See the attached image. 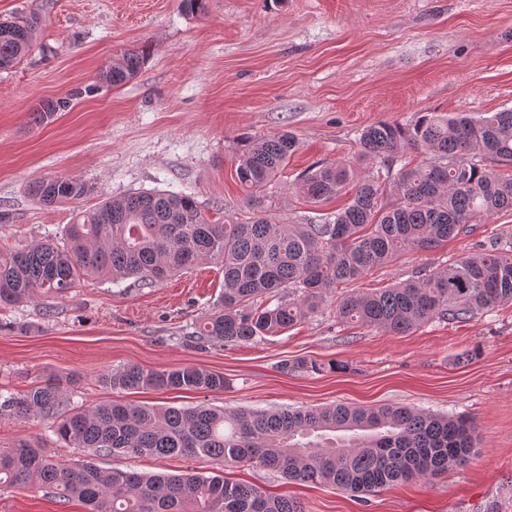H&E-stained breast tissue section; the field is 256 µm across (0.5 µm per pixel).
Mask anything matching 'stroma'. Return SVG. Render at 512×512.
Listing matches in <instances>:
<instances>
[{"label":"stroma","instance_id":"35a3bbf8","mask_svg":"<svg viewBox=\"0 0 512 512\" xmlns=\"http://www.w3.org/2000/svg\"><path fill=\"white\" fill-rule=\"evenodd\" d=\"M42 18L29 56L0 70V246L52 235L107 198L136 190L192 195L225 224L248 219L237 177L242 142L292 132L298 151L266 190L285 224L321 222L340 200L313 204L291 194L316 163H350L392 185L396 168L359 159V135L380 122L405 124L423 112L480 116L512 108V0H207L205 15L182 0H0V20ZM147 48L137 76L78 100L113 53ZM70 99L44 125L42 101ZM66 176L90 191L45 206L29 183ZM512 230V211L430 252H408L351 282L388 287L472 252ZM224 274L200 264L144 286L88 278L62 296L0 306V394L61 380L73 407L105 401L216 408L406 406L475 423V451L463 467L380 489L361 506L331 486L291 482L273 470L182 456L97 457L100 467L148 474L200 472L301 501L305 512H512V305L469 321L434 319L403 335L339 324V290L294 329L242 343L198 342L196 323L218 302ZM325 364L324 372L297 361ZM291 371H282V363ZM136 364L193 365L223 373L214 392L125 391L101 374ZM55 459H88L50 421L19 424L0 413V448L20 438ZM0 512H85L36 488L0 491Z\"/></svg>","mask_w":512,"mask_h":512}]
</instances>
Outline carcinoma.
Here are the masks:
<instances>
[{"instance_id":"1","label":"carcinoma","mask_w":512,"mask_h":512,"mask_svg":"<svg viewBox=\"0 0 512 512\" xmlns=\"http://www.w3.org/2000/svg\"><path fill=\"white\" fill-rule=\"evenodd\" d=\"M36 13L0 22V69L18 64L34 46ZM147 51L123 50L102 68L96 84L73 91L80 98L99 86H122L140 71ZM68 102L48 100L34 113L52 121ZM360 158L392 165L405 149L426 154L401 167L397 202L383 203L373 177L350 164L313 165L295 190L324 203L346 188L350 201L321 224L272 219L264 191L298 149L291 132L249 139L236 176L249 191L252 216L218 224L190 195L159 190L107 199L69 224L63 242L0 248V305L64 295L88 276L145 285L201 263L224 273L217 308L199 321L192 338L247 343L285 332L319 311L323 295L389 265L406 252H422L467 235L501 211H512V108L478 118L425 112L409 124L378 122L359 136ZM43 205L79 200L86 183L66 177L28 185ZM277 297L276 303L264 302ZM512 304V232L475 243L468 256L389 288L350 291L336 303L342 323L404 334L433 318L463 322ZM122 390L220 391L224 375L196 366L144 369L130 365L102 376ZM63 387L47 379L0 411L22 423L40 416L71 448L109 456H184L222 459L275 470L290 481L322 483L354 493L436 476L467 464L474 426L464 416H438L408 407L245 409L132 406L111 401L69 410ZM38 484L47 494L76 499L87 512H304L300 501L274 496L219 475L147 476L95 463H67L21 438L0 448V489Z\"/></svg>"}]
</instances>
